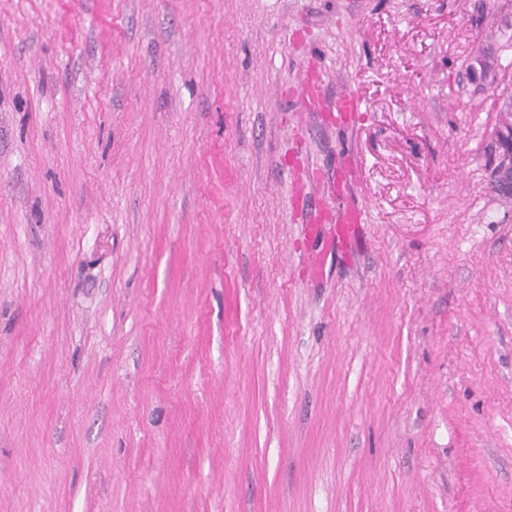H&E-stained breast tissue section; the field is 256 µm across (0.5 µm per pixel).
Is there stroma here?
<instances>
[{"label": "stroma", "mask_w": 512, "mask_h": 512, "mask_svg": "<svg viewBox=\"0 0 512 512\" xmlns=\"http://www.w3.org/2000/svg\"><path fill=\"white\" fill-rule=\"evenodd\" d=\"M506 91L512 0H0V512H512ZM303 81V91L308 95V105L303 112L312 115L321 113L336 124H350L355 119L357 112H362L361 98L350 89L341 90L332 104H326L322 93V72L316 63H308L304 66ZM496 112L498 121L494 134L500 154L493 173V181L500 193L512 195V98L510 93L500 95ZM357 171L356 165L348 163L337 169L332 176L319 173L317 179L329 185L333 196L344 197L348 194L349 185L356 177ZM363 211L355 204L348 205L339 218H336V239L346 243L356 233L359 224H363Z\"/></svg>", "instance_id": "stroma-1"}]
</instances>
